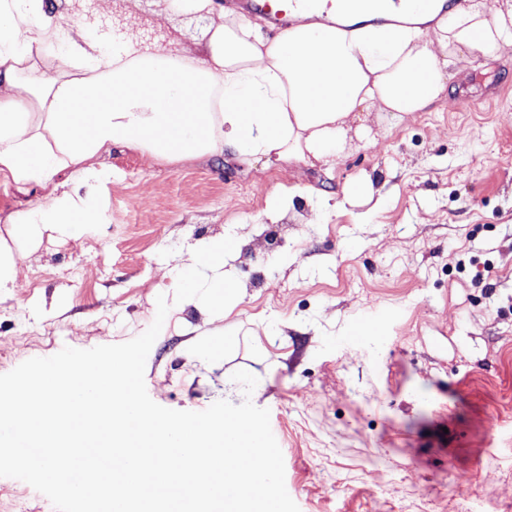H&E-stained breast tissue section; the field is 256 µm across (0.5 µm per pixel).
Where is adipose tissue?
Returning a JSON list of instances; mask_svg holds the SVG:
<instances>
[{
    "instance_id": "adipose-tissue-1",
    "label": "adipose tissue",
    "mask_w": 512,
    "mask_h": 512,
    "mask_svg": "<svg viewBox=\"0 0 512 512\" xmlns=\"http://www.w3.org/2000/svg\"><path fill=\"white\" fill-rule=\"evenodd\" d=\"M274 40L230 14L209 25L199 55L147 46L135 34L93 37L82 18L47 14L44 0H0V178L47 194L10 213L0 238V289L19 260L9 239L49 229L77 236L100 223L91 186L112 172L96 157L122 147L158 161L223 155L246 164L334 166L370 132L371 113L425 111L448 88V59L512 48V4L434 0H317L292 9ZM59 47L68 69H43ZM234 237L174 267L183 294L194 271L223 268Z\"/></svg>"
}]
</instances>
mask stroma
I'll return each instance as SVG.
<instances>
[{"label":"stroma","mask_w":512,"mask_h":512,"mask_svg":"<svg viewBox=\"0 0 512 512\" xmlns=\"http://www.w3.org/2000/svg\"><path fill=\"white\" fill-rule=\"evenodd\" d=\"M92 34L200 52L201 18L164 0H45ZM445 95L405 120L372 117L375 143L336 167L101 156L105 223L20 239L0 293V374L63 347L127 342L170 309L146 361L150 398L202 411L251 399L278 430L300 512H512V49L449 64ZM369 178L379 207L328 211ZM275 233L279 245L254 254ZM229 235L236 289L223 318L173 288L177 260ZM384 336L343 343L365 314ZM258 379L245 394L232 379ZM496 428H489V420ZM55 512L0 477V512Z\"/></svg>","instance_id":"stroma-1"}]
</instances>
